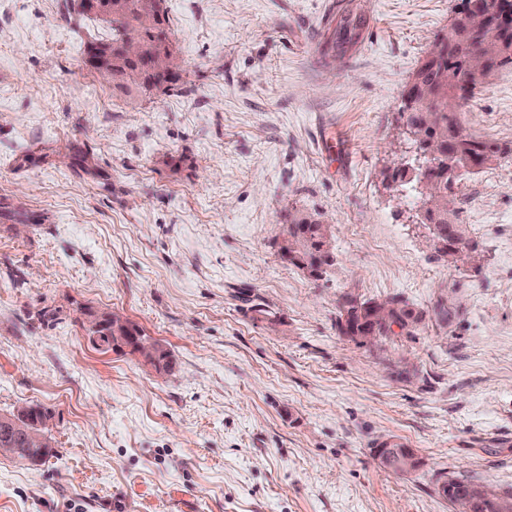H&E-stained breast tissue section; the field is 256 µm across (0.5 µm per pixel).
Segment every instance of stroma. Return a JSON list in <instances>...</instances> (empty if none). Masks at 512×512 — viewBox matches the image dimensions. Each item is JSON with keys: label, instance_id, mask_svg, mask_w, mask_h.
Instances as JSON below:
<instances>
[{"label": "stroma", "instance_id": "obj_1", "mask_svg": "<svg viewBox=\"0 0 512 512\" xmlns=\"http://www.w3.org/2000/svg\"><path fill=\"white\" fill-rule=\"evenodd\" d=\"M62 2L0 0V415L48 410L56 451L0 455V512H452L442 475L512 494V156L455 189L478 275L381 177L416 162L402 92L461 0H164L182 79L143 95L82 67L108 30ZM353 2L361 44L323 56ZM458 112L512 141V64ZM294 210L334 227L323 279L281 255ZM349 292L423 318L357 345ZM109 310L173 371L95 348ZM384 437L420 469L379 468Z\"/></svg>", "mask_w": 512, "mask_h": 512}]
</instances>
